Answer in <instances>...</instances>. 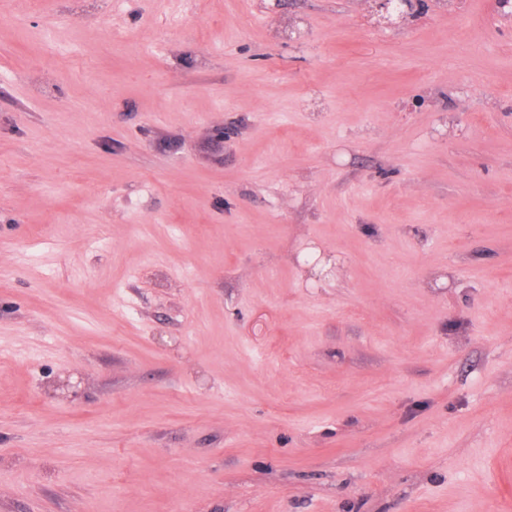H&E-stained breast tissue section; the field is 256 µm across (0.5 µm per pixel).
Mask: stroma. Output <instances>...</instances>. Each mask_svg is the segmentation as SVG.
<instances>
[{"mask_svg": "<svg viewBox=\"0 0 512 512\" xmlns=\"http://www.w3.org/2000/svg\"><path fill=\"white\" fill-rule=\"evenodd\" d=\"M0 512H512V0H0Z\"/></svg>", "mask_w": 512, "mask_h": 512, "instance_id": "1", "label": "stroma"}]
</instances>
